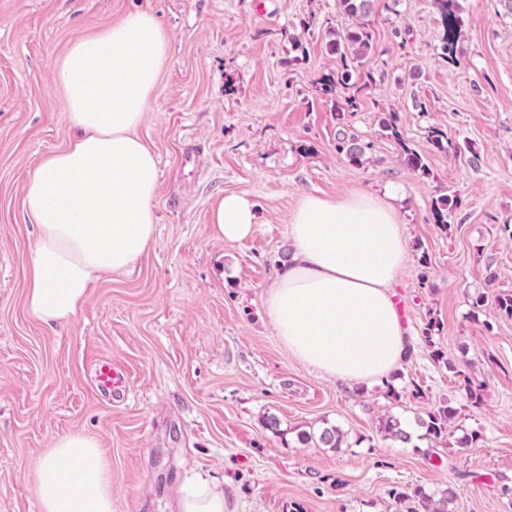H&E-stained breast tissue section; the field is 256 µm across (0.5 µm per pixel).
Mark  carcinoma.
Instances as JSON below:
<instances>
[{
  "mask_svg": "<svg viewBox=\"0 0 512 512\" xmlns=\"http://www.w3.org/2000/svg\"><path fill=\"white\" fill-rule=\"evenodd\" d=\"M435 7L442 17L444 34L441 39L442 58L448 62H457V46L453 29L457 21V0H434ZM345 15L357 18L358 23L350 24L343 31L336 32V38L330 41L328 49L340 62L339 69L325 73L317 79L318 90L334 100L339 113L353 112L360 105L361 88L352 82L355 62L366 57L373 50V36L369 24L364 21L372 10V0H341ZM384 135L399 147L408 165L426 176L429 168L421 154L414 150L402 128L396 113L390 112L380 120ZM427 141L440 152L454 147L448 132L437 126L426 128ZM368 145L355 134L341 128L336 137V152L354 166H360L365 160ZM457 205V200L444 196L434 206L436 224L448 225V214ZM467 403L477 406L483 400L482 384H477L468 376H463L459 384ZM458 410L444 403L426 413L418 420L424 429L423 438L431 443H439L448 435V424L455 418ZM379 433L395 443H408L410 436L402 429L399 417L386 415L379 420ZM301 443L313 448L338 449L347 444L345 433L337 426L325 427L320 432L302 431L298 434ZM390 508L393 512H458L461 489L455 484H448L444 489L429 493L423 488L395 487L390 490Z\"/></svg>",
  "mask_w": 512,
  "mask_h": 512,
  "instance_id": "1",
  "label": "carcinoma"
}]
</instances>
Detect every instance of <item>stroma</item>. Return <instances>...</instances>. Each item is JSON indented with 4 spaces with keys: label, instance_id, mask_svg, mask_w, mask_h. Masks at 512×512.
Segmentation results:
<instances>
[{
    "label": "stroma",
    "instance_id": "35a3bbf8",
    "mask_svg": "<svg viewBox=\"0 0 512 512\" xmlns=\"http://www.w3.org/2000/svg\"><path fill=\"white\" fill-rule=\"evenodd\" d=\"M457 63L441 57L433 0H374V50L359 66L357 111L337 120L315 81L338 61L326 45L347 26L339 0H0V512H40L34 464L59 435L93 437L112 476V512H172L185 476L224 479L236 512H386L395 486H460V512H512L486 486L512 480V319L479 293H512V10L457 0ZM134 9L170 42L138 134L160 160L155 240L129 269L90 288L77 314L46 325L26 308L36 237L24 186L69 137L56 80L71 42ZM306 54L294 61V42ZM397 112L428 176L405 163L380 120ZM346 126L370 149L350 165L336 151ZM457 144L434 149L428 126ZM402 187L395 202L409 261L395 285L415 339L393 386L348 389L295 361L264 313V291L288 253V222L308 194L341 198ZM249 199L251 238L212 235L225 194ZM457 198L447 226L434 218ZM429 282L420 285L419 263ZM440 324L425 340L428 321ZM444 361H435L433 349ZM125 381L98 387L93 364ZM483 383L480 406L458 389ZM458 408L446 439H384L379 420L442 403ZM276 415L284 437L266 430ZM335 425L349 448H309L300 431ZM478 432L473 448L458 438Z\"/></svg>",
    "mask_w": 512,
    "mask_h": 512
}]
</instances>
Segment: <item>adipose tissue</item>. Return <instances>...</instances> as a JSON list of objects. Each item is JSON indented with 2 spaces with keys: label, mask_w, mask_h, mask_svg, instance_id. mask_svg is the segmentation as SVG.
I'll return each instance as SVG.
<instances>
[{
  "label": "adipose tissue",
  "mask_w": 512,
  "mask_h": 512,
  "mask_svg": "<svg viewBox=\"0 0 512 512\" xmlns=\"http://www.w3.org/2000/svg\"><path fill=\"white\" fill-rule=\"evenodd\" d=\"M169 54L156 17L134 10L76 39L59 65L73 136L41 157L24 196L37 230L26 305L41 323L70 321L96 279L132 266L155 239L158 160L136 130ZM397 195L391 188L380 197H303L289 218L288 260L265 290L266 315L289 355L349 388L386 383L415 351L394 300L409 257ZM256 222L253 204L236 194L210 217L213 234L234 242L249 239ZM34 481L41 512H112L107 464L82 433L58 436ZM173 506L234 512L223 484L205 473L177 486Z\"/></svg>",
  "instance_id": "adipose-tissue-1"
}]
</instances>
